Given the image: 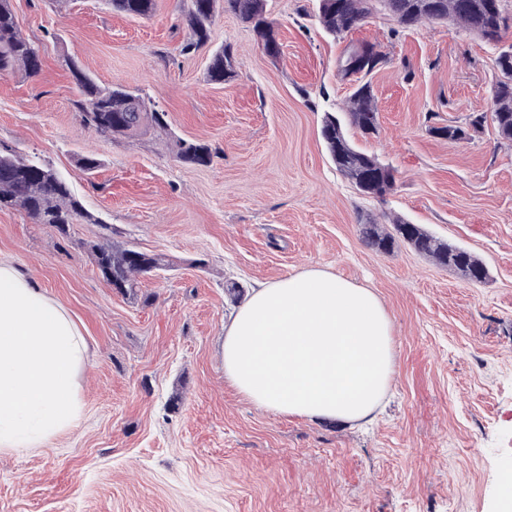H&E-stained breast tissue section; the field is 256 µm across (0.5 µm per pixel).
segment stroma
Masks as SVG:
<instances>
[{"instance_id":"obj_1","label":"stroma","mask_w":512,"mask_h":512,"mask_svg":"<svg viewBox=\"0 0 512 512\" xmlns=\"http://www.w3.org/2000/svg\"><path fill=\"white\" fill-rule=\"evenodd\" d=\"M41 68L0 73V144L50 162L93 224L58 230L0 210V261L31 276L80 330L78 428L33 450L0 451V512H501L512 468V147L492 125L452 143L435 126L491 109L498 47L447 23L405 32L374 12L377 133L354 144L391 166L385 200L331 161L325 112L356 86L348 42L314 18L316 0H266L281 53L267 56L232 14L209 47L189 35L182 0L149 18L103 0H10ZM231 46L237 76L206 77ZM74 60L166 112L169 132L105 140L71 102ZM175 138L207 145L178 162ZM101 162L85 171L80 156ZM398 214L482 260L473 282L402 245L362 239L357 216ZM156 254L136 295L111 288L91 248ZM321 269L373 288L393 327L394 380L375 419L315 424L260 409L224 379V325L256 284ZM240 295L229 293L230 284Z\"/></svg>"}]
</instances>
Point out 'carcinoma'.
<instances>
[{
    "mask_svg": "<svg viewBox=\"0 0 512 512\" xmlns=\"http://www.w3.org/2000/svg\"><path fill=\"white\" fill-rule=\"evenodd\" d=\"M240 23L252 28L266 55L280 53L278 27L265 16V0H185L184 15L189 38L181 53L192 54L206 46L217 2ZM112 11L128 16L149 18L156 0H106ZM380 9L401 30L413 29L424 22H450L482 41L496 45L512 29V15L503 0H318L316 20L323 31L344 39L362 26L372 11ZM385 62L378 45L367 40L351 42L340 60L343 77L370 75ZM40 54L34 42L19 31L9 0H0V73L23 68L38 73ZM68 67L76 81L78 95L72 101L83 126L98 136L111 132V139L134 138L151 131L167 130L166 113L155 108L145 97L121 86L105 85L85 74L75 63ZM496 73L490 87V113H472L466 125L434 127L431 132L451 142H458L480 132L490 122L501 142L512 144V46L499 52ZM237 76V60L233 50L223 47L211 58L207 78L224 83ZM346 120L336 113L324 115L321 130L327 151L336 169L362 194L375 197L389 194L395 186L394 170L369 153L355 149L345 132V125L371 134L378 128V109L371 84L356 87L343 104ZM176 158L187 164L205 165L211 153L207 146L183 139L175 141ZM20 209L36 224H52L65 230L69 224H97L68 182L47 162L25 158L15 150L0 146V210ZM367 245L388 251L401 243L428 258L434 264L453 269L466 279L481 282L487 276L483 263L469 251L443 241L417 224L394 215L387 228L372 214L358 217ZM94 263L106 281L134 295L140 276L164 266L159 255H149L133 248L108 243L92 247Z\"/></svg>",
    "mask_w": 512,
    "mask_h": 512,
    "instance_id": "cac0c4a2",
    "label": "carcinoma"
}]
</instances>
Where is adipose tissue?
<instances>
[{
  "instance_id": "obj_1",
  "label": "adipose tissue",
  "mask_w": 512,
  "mask_h": 512,
  "mask_svg": "<svg viewBox=\"0 0 512 512\" xmlns=\"http://www.w3.org/2000/svg\"><path fill=\"white\" fill-rule=\"evenodd\" d=\"M224 378L284 417L359 425L395 374L392 323L377 295L313 269L258 284L224 326ZM86 344L31 278L0 262V450L75 430Z\"/></svg>"
}]
</instances>
